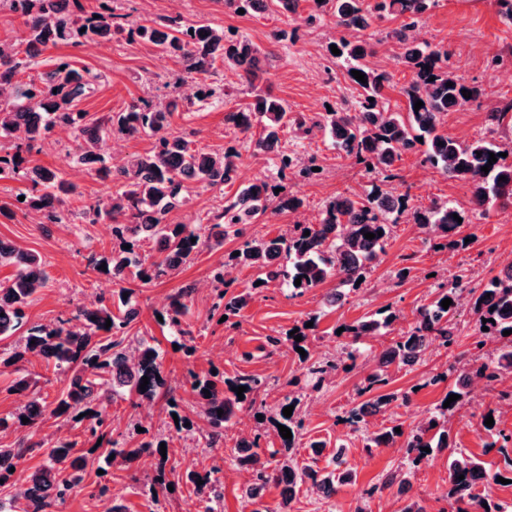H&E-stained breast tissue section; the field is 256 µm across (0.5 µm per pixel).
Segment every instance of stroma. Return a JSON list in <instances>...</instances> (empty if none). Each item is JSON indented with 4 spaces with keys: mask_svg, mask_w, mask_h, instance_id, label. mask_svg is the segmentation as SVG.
<instances>
[{
    "mask_svg": "<svg viewBox=\"0 0 512 512\" xmlns=\"http://www.w3.org/2000/svg\"><path fill=\"white\" fill-rule=\"evenodd\" d=\"M97 3L130 14L142 23L178 17L188 23L220 26L225 34L246 35L265 55L264 72L251 87L241 83L234 69L219 68L215 79L224 86L223 103L202 104L193 94L181 93L182 105L171 118L172 131L208 150L237 147L241 151L240 174L221 188L196 185L190 203L169 215L170 223L193 224L213 217L225 199L262 180L281 182L303 205L295 213L260 217L244 226L242 236L225 238L222 247L201 248L175 277L145 284L131 271L119 286L92 266L93 258L111 252L114 246L111 221L102 219L89 224L77 219L69 224L47 223L17 203V195L27 189L26 182L0 180V205L9 209L8 214L0 215V239L38 253L47 275L46 288L27 311L28 324L53 325L64 320L69 327H76L79 309L117 307L118 288H131L140 315L127 327L126 334L131 339L147 340L161 352L166 391L175 394L182 415L192 422L190 428H177L168 414L164 393L148 402L134 395H108L104 398L105 443L95 444L84 424L48 415L34 426L0 432V447L26 446L21 467L28 473L45 464L46 450L57 439L75 442L76 454L86 456L87 465L79 486L56 505L55 512H100L104 504L120 506L123 512H251L252 506L244 496L245 484L238 480V469L232 461L240 437L239 426L244 423L249 430L262 432L258 450L262 461L275 465L288 457L298 467L326 472L340 453L356 475L353 482L337 486L329 496L310 481H303L288 502L283 499L281 486L269 485L262 498L268 512H400L412 501L418 502L424 512H456L454 502L448 498L451 450L479 458L492 468L503 463L501 454L488 449L490 437L482 424L484 415L490 413L497 429L512 433V411L501 406L497 398L499 385L469 391L449 421L453 449H432L417 467H408L400 444L377 448L370 454L364 445L374 433L394 425L411 429L436 412L454 384L448 374L449 363L468 357L476 338L471 299H463L455 312L457 336L451 348L433 344L415 366L387 369V383L379 391L395 394V401L368 417L357 431L352 430L345 417L353 406L364 402L360 390L366 377L376 370L378 354L410 329L418 309L435 299L439 285L451 283L454 275L463 270L471 286L480 289L503 271L502 255L512 252V206L493 210L486 218L472 216L459 230L460 236L469 237V244L454 249L445 247L442 237L426 233L410 222L408 216H399L384 253L365 282L348 292L342 304L336 306L326 301L335 281L301 294L292 293L274 281L230 316L228 322H221L219 312L213 308L219 288L209 273L214 266L227 261L244 241L277 237L304 215L309 216L311 223H319L326 200L339 194L361 193L374 184L396 194H408L413 208L445 200L465 211L471 208L469 186L424 164L418 152L403 153L393 167V178L382 179L339 155L329 132L315 129L303 134L291 126L280 134L281 151L303 159L315 158L320 173L312 179L281 180L277 177V161L250 149V134L225 123V113L245 106L257 90L271 91L287 104L290 112L309 122L317 120L326 107L356 97L345 63L328 52L330 43L341 35L335 18L325 17L312 26L306 23L313 0H299L296 12L288 14L274 8L241 14L225 6L224 0H184L178 8L172 6L171 0ZM400 24V18L393 16L373 19L363 37L372 47L367 65L392 75L393 86L385 96L393 109L402 112L406 109L403 89L410 82L411 73L390 36L391 30ZM281 30L288 32V40H275V33ZM415 35L418 41L447 50L449 63L460 81L483 90L480 101L449 112L442 120V131L452 134L464 127L469 139L486 136L490 133L486 122L488 110L512 99V20L500 13L496 0H437L423 15ZM60 57L97 74L92 93L79 104L81 110L96 116L122 111L136 98L155 103L167 101L170 85L181 73L174 58L123 35L77 47L60 44L48 48L39 58L41 70L51 69ZM73 148L72 137L54 133L40 143L31 159L33 163L61 170L75 186L69 208L113 196L115 184L100 180L75 164ZM186 286L192 289L186 298L188 312L182 319L188 335L182 339L183 347L178 348L174 345L175 333L157 315L164 311L170 296ZM385 308L398 314L391 328L363 337L355 346L349 336L341 334L342 326ZM296 329L307 336L302 354L290 352L284 344L277 349L269 345V337L284 340ZM16 347V337L0 338V417L4 418L18 415L31 399L55 401L66 391L70 380L69 373L30 355L18 365H9L8 359ZM350 350L356 353L353 368L338 369L320 383L307 374V363L334 361ZM194 374L213 378L219 385L241 375L266 381L255 398L247 397L240 403L235 416L224 426L223 441L211 446L205 443L209 424L190 385ZM21 375L31 381L30 387L22 392L14 388ZM404 392L410 395L406 405L397 399ZM287 397L296 399L304 421L301 435L291 449L284 447L271 421L278 405ZM261 410L267 415L263 422L256 418ZM146 437L166 445V476L171 490L159 493L154 489L157 456L142 455L128 466L108 457L111 440L125 442L132 448ZM403 467L410 470L408 485L382 488L385 476ZM189 469L214 471L224 492L218 504H209L192 484L186 483L184 473Z\"/></svg>",
    "mask_w": 512,
    "mask_h": 512,
    "instance_id": "stroma-1",
    "label": "stroma"
}]
</instances>
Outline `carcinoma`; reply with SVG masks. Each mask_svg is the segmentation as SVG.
<instances>
[{"label": "carcinoma", "mask_w": 512, "mask_h": 512, "mask_svg": "<svg viewBox=\"0 0 512 512\" xmlns=\"http://www.w3.org/2000/svg\"><path fill=\"white\" fill-rule=\"evenodd\" d=\"M299 0H225L236 9L262 12L275 5L287 12L296 10ZM435 5V0H377L374 11L403 18L401 26L391 36L403 49V59L412 72V79L405 90L406 112L390 107L384 89L390 85V75L368 67L366 43L360 32L368 28L370 11L363 0H316L314 10L307 17L309 24L321 22L323 8L328 6L343 29L337 43L340 57L348 61L349 69L365 74L367 82L348 75L358 92L359 111L351 113L338 106L325 112L313 126L331 133L336 150L355 163L376 172L389 171L395 158L404 151L425 146L423 162L440 169L449 177L465 181L471 186L472 212L485 216L497 207L512 204V163L502 157L512 150L494 139L479 138L462 143L453 136L439 131L442 116L476 100L480 91L462 84L449 67L448 52L422 44L413 38L421 16ZM0 11L9 12L23 20V35L10 46L0 49V180L20 178L30 184L31 193L22 204L41 213L51 224H61L74 218L95 223L103 217L112 220V235L119 246L102 257L98 265L107 268L105 274L112 282L124 281L127 270L137 263L132 249L134 242L153 241L156 258L145 269V283L168 278L186 264L201 246H221L224 238L237 236L245 224L254 223L267 212L294 213L302 205L301 199L266 181L243 188L234 198L224 203L214 216L212 231L201 234L192 224H171L168 215L184 208L190 200L191 185L203 182L222 186L233 180L241 153L231 146L222 151L194 148L181 136L171 132V116L179 108V97L173 95L164 104L140 100L129 104L121 112L93 117L77 109L78 103L90 92L94 76L88 69H77L67 58L58 59L53 67L35 77L29 70L46 49L60 43L80 46L87 40L111 39L117 34H127L152 44L160 51L177 59L183 72L194 79L197 101L204 102L216 95L211 76L218 62L234 67L241 82L254 86L262 71V53L250 39L228 37L224 28L212 24H186L179 19L162 18L149 25L139 24L124 14L109 12L99 14L81 0H0ZM435 80H430V77ZM471 92L466 98L461 91ZM424 103L414 110L415 101ZM224 120L241 132L261 127L255 141L257 150L272 152L279 144V132L288 124L306 132L311 128L301 117H288V106L269 92H259L246 107L226 113ZM488 125L494 128L512 125V102L506 101L486 113ZM72 131L76 161L101 179L121 184L117 200L105 204L99 200L75 212L66 208L67 199L75 194V187L58 170L31 163L30 156L38 144L55 128ZM116 132L133 136L148 134L154 138L150 151L134 154L118 168L107 165L98 153V143L103 132ZM423 141H418V138ZM497 161L488 163L489 153ZM490 165L489 172L481 167ZM314 160L296 162L288 155L280 157V176L291 173L294 177L310 179ZM506 180H500V177ZM408 212V196L396 195L373 186L364 195H338L326 201L318 224L296 225L293 232L270 240L252 239L239 249L234 257L238 263L258 269L257 280L266 284L279 280L294 291H307L325 281L336 278L343 286L356 287L365 279L367 268L385 251L393 225L390 216ZM465 218L463 212L447 202L434 201L429 206L411 211L415 224L422 229L443 236L457 234L461 224L453 215ZM375 238L369 240L364 234ZM283 255L288 265L280 269L275 260ZM12 266L15 273L0 282V337L11 336L26 322V310L47 279L41 257L12 243L0 240V266ZM301 279L295 285V279ZM469 292L473 308L478 315L474 352L465 360L450 365V373L457 374L453 389L448 394L459 398L447 408L440 407L427 422L411 429L404 441L409 465L417 466L428 453L423 448H451L453 442L447 426L448 413L462 404L466 388L473 378L488 383H500L512 377V338L501 342L496 356L484 359L486 340L503 337V331L512 329V273H505L476 292L466 289L463 276L457 275L447 288L439 292L428 306L418 309L415 322L409 331L379 356V368L391 364L412 365L420 359L426 347L438 340L447 348L455 343L454 313L462 294ZM226 292L218 296L227 311L235 312L246 306L251 294L245 293L224 300ZM185 293L171 296L166 320L175 333L186 334L181 328L180 317L186 313ZM449 298L448 308L441 306ZM138 317V310L129 300H122L120 314L102 306L78 311L79 331L58 325H34L23 336L22 350L12 356L22 360L24 355L40 356L58 369L72 372L67 392L54 401V407L34 399L28 402L20 416L33 425L46 411L54 416L66 414L81 422L88 420L87 429L96 434L106 420L101 391L106 385L104 375L112 376V385L151 399L163 386L161 354L144 340L137 341L132 352L123 348L126 329ZM487 322H482V319ZM398 319L396 313L388 314L383 321L373 318L344 327L357 343L364 336H372L380 327H387ZM110 327H105L106 321ZM488 330H482V327ZM149 378L145 389H140L142 377ZM239 386L247 387L244 394L259 391L262 380L255 376H240L229 382L228 391ZM192 390L204 399L203 412L210 424L207 444L223 437L224 424L235 414L238 399L224 394L210 380L193 377ZM209 394H204L203 390ZM396 399L395 395H379L348 412L346 422L359 429L365 418L379 411ZM223 414H218V410ZM398 433L395 428L382 430L367 438L365 448L387 447L394 443ZM73 442H60L49 448L47 462L38 471L26 477L27 489L21 512H51L59 500L65 499L82 480L85 467L82 456H73ZM154 443L146 440L135 448H127L119 441H112V455L131 464L140 456L152 452ZM25 449L0 448V480L13 476L11 468L19 466ZM237 465L251 470L248 497L256 509L265 512L261 499L265 488L274 483L284 485L283 503L291 501L298 482L307 477L316 479V472L284 463L271 470L261 462L258 453L239 450L234 457ZM464 479H459V476ZM512 480V459L505 458L504 468L489 470L475 457L455 453L448 463V498L454 502L470 504L474 512H503L501 505L476 494V489L497 478ZM187 479L197 485V491L210 501L223 497L219 479L210 473L187 472ZM352 479V472L336 469L322 479L320 487L330 494L334 484H344ZM204 484L199 485L197 481Z\"/></svg>", "instance_id": "obj_1"}]
</instances>
